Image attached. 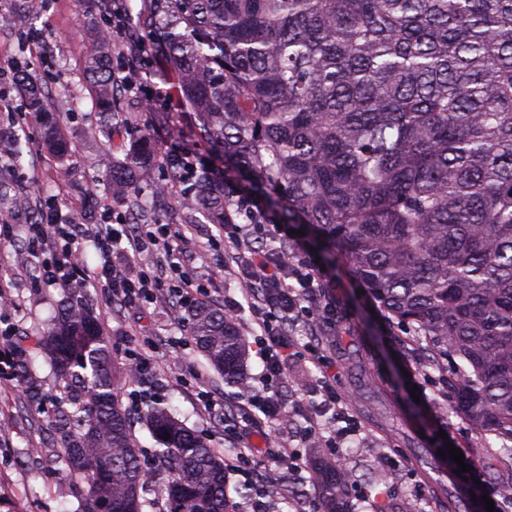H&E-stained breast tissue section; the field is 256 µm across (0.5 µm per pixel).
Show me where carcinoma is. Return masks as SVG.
<instances>
[{"instance_id": "carcinoma-1", "label": "carcinoma", "mask_w": 512, "mask_h": 512, "mask_svg": "<svg viewBox=\"0 0 512 512\" xmlns=\"http://www.w3.org/2000/svg\"><path fill=\"white\" fill-rule=\"evenodd\" d=\"M119 23L141 34L154 64L130 80L170 86L195 136L233 164L269 207L340 255L410 332L457 396V408L512 460V0H139ZM112 31L89 50L99 124L121 157L99 159L112 197L156 220L141 184L165 163L145 128L127 132L128 81L112 65ZM46 142L70 154L48 94L28 82ZM187 174V173H185ZM186 197L212 224L232 223L224 186L195 172ZM36 340L74 410L57 427L81 512H143L165 476L168 512H227L224 460L152 405L158 443L143 455L119 403L112 347L76 290ZM189 332L226 380H242L246 344L214 306ZM325 512H344L350 475L320 463Z\"/></svg>"}]
</instances>
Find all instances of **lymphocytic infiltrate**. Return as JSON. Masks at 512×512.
Returning a JSON list of instances; mask_svg holds the SVG:
<instances>
[{"instance_id": "f902f5d3", "label": "lymphocytic infiltrate", "mask_w": 512, "mask_h": 512, "mask_svg": "<svg viewBox=\"0 0 512 512\" xmlns=\"http://www.w3.org/2000/svg\"><path fill=\"white\" fill-rule=\"evenodd\" d=\"M228 202L238 218L237 223L221 226L220 234L229 245L224 254V270L238 283L243 299L226 304L224 313L238 318L249 311L252 331L261 342L260 354L264 375L260 385L248 387L241 396L244 423H252L257 415L273 424L265 441L275 449L278 463L294 475H301L307 465L293 449L289 431L297 417L287 410L280 393L271 383L280 378L288 361L295 358L298 345L290 329L299 322L327 318L335 306L326 301L324 291L333 282L318 264L313 252L304 244L289 247L291 225L277 223L259 197L250 191L230 192ZM183 231L168 224H154L145 232L132 235L112 225L78 239L74 212L41 207L40 221L26 227L28 253L38 258L41 282L49 287L107 289L112 296L133 304L152 297L157 291L176 282L177 295L184 300L196 299L201 293L199 276L183 270L180 243ZM91 243L100 263L95 270L84 264V243ZM147 251L162 254L158 267L131 274L129 266ZM309 359L319 370L323 400L305 414L304 432L315 446L337 448L357 436L360 428L348 412V400L335 386L334 365L318 347H310ZM469 472H459L456 462H449L467 494L477 495L470 512H487L486 500H493L494 512H512V497L486 480V473L468 445H461Z\"/></svg>"}]
</instances>
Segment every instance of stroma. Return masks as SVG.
<instances>
[{
    "mask_svg": "<svg viewBox=\"0 0 512 512\" xmlns=\"http://www.w3.org/2000/svg\"><path fill=\"white\" fill-rule=\"evenodd\" d=\"M99 18L81 0H7L0 10V95L13 105L12 111L0 113V145L9 146L17 138L23 149L20 166L0 172V213L9 215L15 233L4 247L9 263L0 268V278L11 284V321L22 338L45 329L65 292L40 285L38 263L29 258L24 242V226L33 212L16 206L15 197L75 210L85 230L96 229L104 208L126 212L125 204L112 201L107 173L97 164L99 156L111 152V141L86 135L96 107L85 66L90 34ZM25 78L48 89L49 109L76 151L72 158L61 159L43 145L40 120L21 89ZM169 92L162 84H142L125 106L131 128L152 129L166 149L192 152L199 167L221 169L233 177L228 163L213 160L208 147L197 140L188 115L168 109ZM183 196L182 188L174 187L169 195L155 198L154 206L163 223L184 229L181 248L187 272L208 275L207 304L220 307L240 299L236 281L224 273L223 237L213 225L193 223L181 205ZM328 269L334 285L325 294L335 300L336 314L318 323L315 334L299 335L298 340L316 339L335 361L336 387L348 395L361 433L341 448L303 449V457L312 464L331 462L354 475L346 497L350 512H409L410 501L416 499L423 512H448L449 498L462 490L448 483V468L435 456L433 442L443 430L470 446L490 483L511 486L512 461L498 456L496 442L485 441L472 428L456 411L452 397L432 406L413 400L407 375L433 373L427 355L405 331L385 327L383 309L369 295L359 294L345 259H337ZM81 296L112 341L122 404L131 413L140 448L148 451L156 445L143 408L130 401L129 376L136 359L144 356L151 363L147 376L163 387L169 413L205 437L218 454L228 455L236 443L225 435L224 424L236 413L240 390L225 382L176 319L177 297L164 290L152 301L132 306L102 288L83 289ZM28 366V376L0 384V512H79V486L65 462L64 439L55 426L56 374L42 354L32 355ZM318 377L309 360L289 361L278 381L287 407L310 410L318 400ZM32 386L39 400L29 398ZM201 390L215 395L220 408L204 410L197 400ZM253 443L255 455L266 461L264 489L274 512H301L304 506L320 504L312 472L295 480L270 460L262 437H254ZM388 453L399 456L400 470H388Z\"/></svg>",
    "mask_w": 512,
    "mask_h": 512,
    "instance_id": "1",
    "label": "stroma"
}]
</instances>
